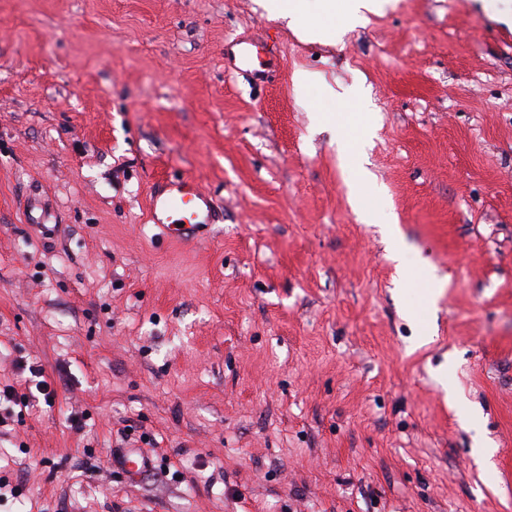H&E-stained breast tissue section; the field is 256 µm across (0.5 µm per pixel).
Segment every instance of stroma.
Instances as JSON below:
<instances>
[{
  "mask_svg": "<svg viewBox=\"0 0 512 512\" xmlns=\"http://www.w3.org/2000/svg\"><path fill=\"white\" fill-rule=\"evenodd\" d=\"M179 177L193 245L148 221ZM42 379L0 512H512V0L335 46L258 0H0V390ZM357 165V170L355 174L357 176L356 179V188L353 190V198L354 203L363 216L366 222H371L375 218V211L371 207L368 200V193L365 190V185L370 184L367 179V173L364 171L363 162L359 158L354 159ZM216 217L211 194L191 180H168L150 195L149 220L178 242L199 241ZM177 223H183V227Z\"/></svg>",
  "mask_w": 512,
  "mask_h": 512,
  "instance_id": "obj_1",
  "label": "stroma"
}]
</instances>
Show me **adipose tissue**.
<instances>
[{
  "label": "adipose tissue",
  "mask_w": 512,
  "mask_h": 512,
  "mask_svg": "<svg viewBox=\"0 0 512 512\" xmlns=\"http://www.w3.org/2000/svg\"><path fill=\"white\" fill-rule=\"evenodd\" d=\"M388 0H263L269 18L286 21L308 41L337 44L368 15L380 14Z\"/></svg>",
  "instance_id": "1"
}]
</instances>
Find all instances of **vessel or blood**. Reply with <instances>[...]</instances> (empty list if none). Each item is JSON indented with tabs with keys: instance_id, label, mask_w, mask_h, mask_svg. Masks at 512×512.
<instances>
[{
	"instance_id": "vessel-or-blood-1",
	"label": "vessel or blood",
	"mask_w": 512,
	"mask_h": 512,
	"mask_svg": "<svg viewBox=\"0 0 512 512\" xmlns=\"http://www.w3.org/2000/svg\"><path fill=\"white\" fill-rule=\"evenodd\" d=\"M216 217L211 194L188 179L166 181L149 199L151 223L181 243L199 241Z\"/></svg>"
}]
</instances>
